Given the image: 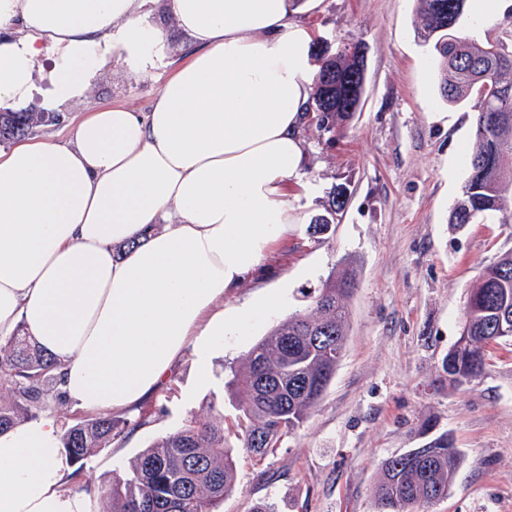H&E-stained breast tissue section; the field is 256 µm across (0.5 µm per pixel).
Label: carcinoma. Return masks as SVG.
<instances>
[{
	"label": "carcinoma",
	"instance_id": "carcinoma-1",
	"mask_svg": "<svg viewBox=\"0 0 512 512\" xmlns=\"http://www.w3.org/2000/svg\"><path fill=\"white\" fill-rule=\"evenodd\" d=\"M416 33L430 45L439 75V90L450 105L476 100L474 142L467 157L469 177L452 207L449 223L472 224L493 213L512 209V51L501 43H479L460 30L467 0H414ZM355 51L343 54L330 45L317 48L310 111L316 128L336 135L360 109L366 63ZM42 112H15L0 120L11 141L47 125ZM347 187L330 192L326 213L314 219L317 233L335 223ZM355 272L344 265L332 271L303 313L271 329L235 371L232 387L247 425L238 435L239 448L228 446L224 416L213 406L182 428L155 439L130 464L127 473L113 474L107 486H86L99 498V512H217L235 488L237 452L258 465L275 453L281 437L310 417L342 358L347 341L351 282ZM512 316V253L485 267L469 289L463 324L472 341L448 354L443 370L462 385L486 369L489 348L500 318ZM59 365L23 331L0 340V431L36 417L59 384ZM129 422L104 414L68 427L62 445L70 462L79 466L112 445ZM464 454L438 446L420 468L421 479L409 469L404 485L394 488L387 472L403 464L400 455L385 459L375 485L377 512H423L448 496V470L459 473Z\"/></svg>",
	"mask_w": 512,
	"mask_h": 512
}]
</instances>
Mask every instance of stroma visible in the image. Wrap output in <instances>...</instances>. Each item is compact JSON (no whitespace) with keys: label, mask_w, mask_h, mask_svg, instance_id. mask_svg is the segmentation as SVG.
Instances as JSON below:
<instances>
[{"label":"stroma","mask_w":512,"mask_h":512,"mask_svg":"<svg viewBox=\"0 0 512 512\" xmlns=\"http://www.w3.org/2000/svg\"><path fill=\"white\" fill-rule=\"evenodd\" d=\"M512 0L481 24L465 13L474 39L512 46ZM315 41L362 43L367 50L364 104L336 137L306 121L307 184L288 192L305 207L306 222L275 244L245 283L225 296L242 306L287 282L274 313L254 318L226 339L198 383L193 352L173 365L164 387L121 410L136 422L65 486L79 491L111 482L155 438L174 432L215 405L235 443L241 413L226 384L233 369L273 325L304 311L310 296L342 262L358 269L350 301L343 358L308 420L284 436L262 466L241 458L237 487L221 512H251L273 503L277 512H375L373 485L380 463L430 438L447 434L467 460L448 496L426 512H512V341L493 346L484 374L457 387L442 368L457 341L467 291L480 272L512 250V220L494 214L453 229L449 212L469 176L465 157L473 141V104L451 106L438 93L427 47L415 36L414 0H321L310 19ZM188 54L169 31L163 58L148 72L123 57L96 78L91 93L63 108V119L34 130L62 139L75 116L99 104L136 112L151 106L173 69ZM348 184L342 216L315 234L310 220L323 214L332 185Z\"/></svg>","instance_id":"35a3bbf8"}]
</instances>
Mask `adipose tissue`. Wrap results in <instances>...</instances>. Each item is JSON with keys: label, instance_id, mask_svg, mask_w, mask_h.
Instances as JSON below:
<instances>
[{"label": "adipose tissue", "instance_id": "adipose-tissue-1", "mask_svg": "<svg viewBox=\"0 0 512 512\" xmlns=\"http://www.w3.org/2000/svg\"><path fill=\"white\" fill-rule=\"evenodd\" d=\"M153 0H0V108L82 99L112 54L153 66L167 42ZM192 48L150 112L103 105L65 139L0 149V339L24 329L60 366L73 409L139 404L193 350L213 355L282 293L225 307L303 221L300 128L319 0H164ZM129 244L123 255L114 246ZM54 415L0 433V512H92L64 489Z\"/></svg>", "mask_w": 512, "mask_h": 512}]
</instances>
